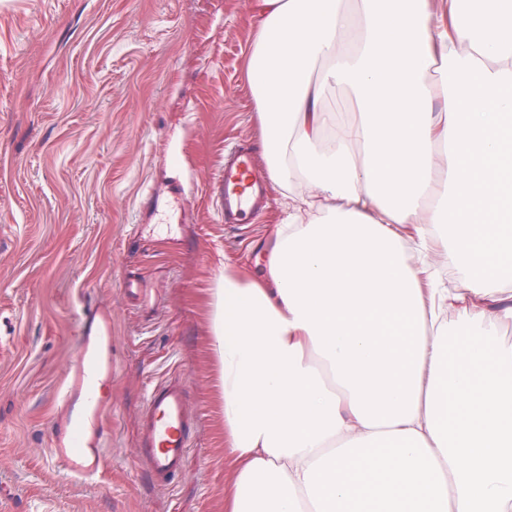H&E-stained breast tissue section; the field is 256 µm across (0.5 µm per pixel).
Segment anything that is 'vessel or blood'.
<instances>
[{
	"label": "vessel or blood",
	"instance_id": "obj_1",
	"mask_svg": "<svg viewBox=\"0 0 512 512\" xmlns=\"http://www.w3.org/2000/svg\"><path fill=\"white\" fill-rule=\"evenodd\" d=\"M223 206L225 223L242 224L265 204L263 179L249 146L239 143L224 153ZM80 352L56 393L60 409L49 444L51 460L68 478L92 483L103 471L108 412L97 389L112 377V314L85 306L79 327ZM193 427L182 382L153 388L147 400L139 455L163 483L181 470Z\"/></svg>",
	"mask_w": 512,
	"mask_h": 512
}]
</instances>
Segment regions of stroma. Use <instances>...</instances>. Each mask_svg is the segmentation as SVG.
Returning a JSON list of instances; mask_svg holds the SVG:
<instances>
[{"label": "stroma", "instance_id": "1", "mask_svg": "<svg viewBox=\"0 0 512 512\" xmlns=\"http://www.w3.org/2000/svg\"><path fill=\"white\" fill-rule=\"evenodd\" d=\"M259 0H0V512H224L235 459L210 343L222 262L258 273L252 223L221 219L224 152L260 146L247 82ZM134 290H127V283ZM112 313L102 478L47 454L87 304ZM181 376L179 477L137 458L148 392Z\"/></svg>", "mask_w": 512, "mask_h": 512}]
</instances>
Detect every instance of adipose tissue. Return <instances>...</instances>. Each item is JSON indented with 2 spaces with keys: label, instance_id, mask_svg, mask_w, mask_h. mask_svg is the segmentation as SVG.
<instances>
[{
  "label": "adipose tissue",
  "instance_id": "1",
  "mask_svg": "<svg viewBox=\"0 0 512 512\" xmlns=\"http://www.w3.org/2000/svg\"><path fill=\"white\" fill-rule=\"evenodd\" d=\"M443 2L262 0L248 83L290 205L265 273L212 290L224 512H512V0ZM325 106L330 112H346L350 118L355 112V99L350 91L335 88L325 98Z\"/></svg>",
  "mask_w": 512,
  "mask_h": 512
}]
</instances>
